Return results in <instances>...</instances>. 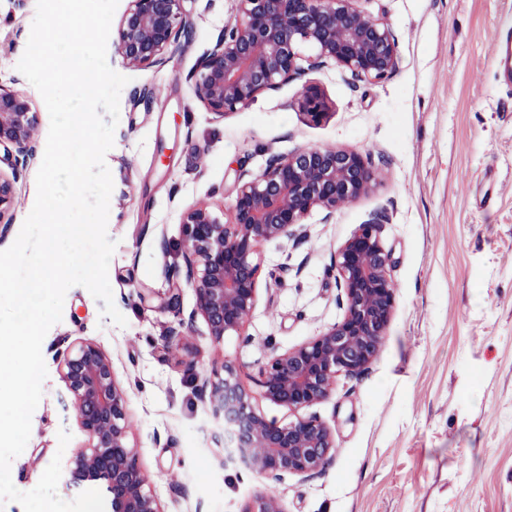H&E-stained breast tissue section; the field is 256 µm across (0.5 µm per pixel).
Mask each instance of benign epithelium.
<instances>
[{
	"label": "benign epithelium",
	"mask_w": 512,
	"mask_h": 512,
	"mask_svg": "<svg viewBox=\"0 0 512 512\" xmlns=\"http://www.w3.org/2000/svg\"><path fill=\"white\" fill-rule=\"evenodd\" d=\"M183 0H128L112 32V55L126 68L162 66L179 53L187 20ZM233 20L191 74L197 102L217 119L254 102L303 72L300 47L316 51L311 66L334 63L358 81L381 82L397 69L399 45L387 20L357 6L358 0H236ZM308 122L330 115L324 90L303 85L292 103ZM39 116L29 99L0 84V150L12 169L33 156ZM379 172L360 152L343 147H305L274 155L258 173L241 171L229 214L206 203L182 213L181 257L193 288L192 316L206 324L212 341L242 336L260 297L262 246L303 239V220L315 209L332 213L371 193ZM14 180L0 173V228L13 220ZM382 220L359 225L337 249L331 266L344 297L342 318L320 334L270 355L260 390L243 384L236 362L223 359L202 392L232 430L235 447L257 477L301 479L321 472L336 451L333 429L309 412L326 399L336 376L356 374L379 357L396 309L392 253L380 235ZM68 407L86 443L70 455L67 482L98 486L108 512H167L152 493L132 436L128 392L112 357L83 339L60 359ZM288 410L285 424L267 418L258 400ZM242 512H284L280 498L261 491Z\"/></svg>",
	"instance_id": "1"
}]
</instances>
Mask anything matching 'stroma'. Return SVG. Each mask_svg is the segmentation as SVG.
<instances>
[{"instance_id":"1","label":"stroma","mask_w":512,"mask_h":512,"mask_svg":"<svg viewBox=\"0 0 512 512\" xmlns=\"http://www.w3.org/2000/svg\"><path fill=\"white\" fill-rule=\"evenodd\" d=\"M191 33L167 65L110 67L120 93L107 234L116 326L81 286L65 296L60 322L42 344L47 376L14 486L35 488L66 430L84 442L57 371L75 342L96 340L128 390L132 433L151 491L167 512H242L260 490L286 512H512V90L492 50L512 28V0H361L387 17L399 42L396 72L352 81L333 65L260 95L223 120L198 105L191 73L236 13L235 0H184ZM36 0H0V84L26 94L40 119L37 154L50 125L39 91L17 70ZM332 103L323 124L292 107L305 80ZM148 89L139 105L133 91ZM348 147L380 172L374 192L337 209L313 210L305 241L264 245L260 300L242 336L214 344L180 265L183 210L205 202L230 209L239 168L261 171L270 153ZM39 162L18 168L16 206L0 250L16 240L36 199ZM392 250L397 307L377 361L339 375L313 411L336 436L324 470L305 481L252 475L224 449V421L198 391L222 359L257 388L269 354L339 321L344 307L334 253L375 213ZM178 313L159 310L169 288ZM179 327V345L168 344Z\"/></svg>"}]
</instances>
